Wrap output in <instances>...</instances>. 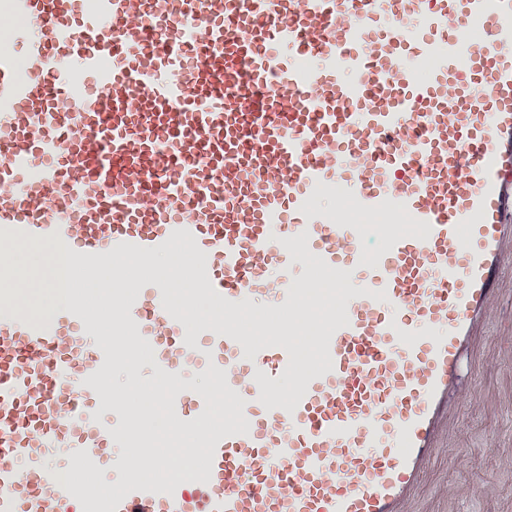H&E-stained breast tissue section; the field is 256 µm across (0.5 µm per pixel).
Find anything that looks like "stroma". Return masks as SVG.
Wrapping results in <instances>:
<instances>
[{
	"label": "stroma",
	"mask_w": 512,
	"mask_h": 512,
	"mask_svg": "<svg viewBox=\"0 0 512 512\" xmlns=\"http://www.w3.org/2000/svg\"><path fill=\"white\" fill-rule=\"evenodd\" d=\"M466 351L449 430L412 512H512V270Z\"/></svg>",
	"instance_id": "obj_1"
}]
</instances>
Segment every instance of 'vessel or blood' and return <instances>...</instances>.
<instances>
[{
  "label": "vessel or blood",
  "mask_w": 512,
  "mask_h": 512,
  "mask_svg": "<svg viewBox=\"0 0 512 512\" xmlns=\"http://www.w3.org/2000/svg\"><path fill=\"white\" fill-rule=\"evenodd\" d=\"M0 33V243L190 254L188 302L160 278L112 315L206 453L187 480L129 459L109 491L65 482L128 445L101 401L118 360L77 301L0 316V512H406L512 266V0H5ZM338 277L318 360L300 331L224 324ZM191 302L213 316L187 322Z\"/></svg>",
  "instance_id": "1"
}]
</instances>
